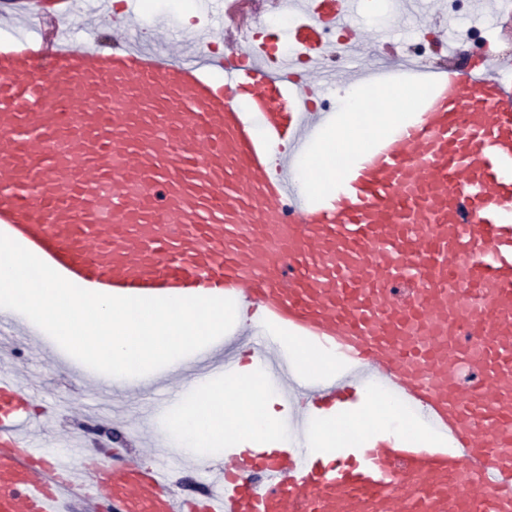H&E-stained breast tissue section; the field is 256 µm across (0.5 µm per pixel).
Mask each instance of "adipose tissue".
I'll use <instances>...</instances> for the list:
<instances>
[{"label":"adipose tissue","mask_w":512,"mask_h":512,"mask_svg":"<svg viewBox=\"0 0 512 512\" xmlns=\"http://www.w3.org/2000/svg\"><path fill=\"white\" fill-rule=\"evenodd\" d=\"M423 94L422 88L412 85L390 90L343 88L341 99L346 109L341 128L327 132L316 152L306 157L307 187L329 191L344 163L363 152L372 137L409 120ZM257 397L267 400L271 393L260 387L253 363L228 379L197 385L175 403L164 437L169 446L193 462L207 450L227 444L243 447L263 441L278 445L284 438L280 414L267 411L264 422L251 429L241 422L242 406Z\"/></svg>","instance_id":"obj_1"}]
</instances>
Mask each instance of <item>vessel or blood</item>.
<instances>
[{
	"mask_svg": "<svg viewBox=\"0 0 512 512\" xmlns=\"http://www.w3.org/2000/svg\"><path fill=\"white\" fill-rule=\"evenodd\" d=\"M100 4L111 45L36 12L0 48V233L89 291L245 307L247 329L169 374L223 380L247 349L284 381L301 439L200 462L189 498L169 454L45 448L29 386L1 369L0 512H512V83L386 42L357 67L359 0H305L281 39L300 56L231 21L234 0H200L209 23L178 56L129 34L123 0ZM217 28L219 57L202 51ZM402 82L425 91L411 120L331 194L299 189L293 159L336 119L317 99ZM377 386L401 427L323 447L320 421L350 428Z\"/></svg>",
	"mask_w": 512,
	"mask_h": 512,
	"instance_id": "b4317fda",
	"label": "vessel or blood"
}]
</instances>
